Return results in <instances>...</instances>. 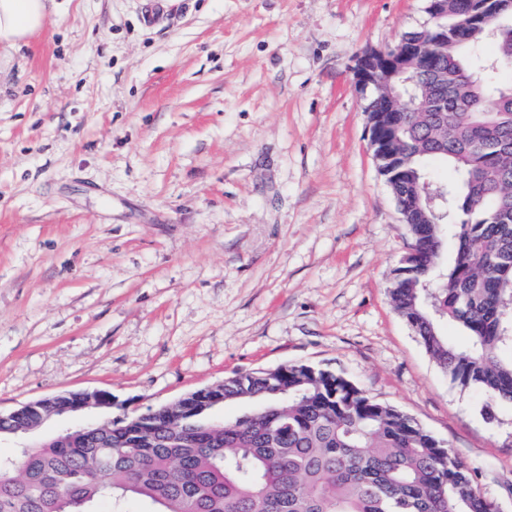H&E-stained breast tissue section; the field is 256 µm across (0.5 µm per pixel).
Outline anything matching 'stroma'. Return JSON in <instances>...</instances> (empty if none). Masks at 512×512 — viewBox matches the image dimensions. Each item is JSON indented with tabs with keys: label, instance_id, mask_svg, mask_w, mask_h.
I'll list each match as a JSON object with an SVG mask.
<instances>
[{
	"label": "stroma",
	"instance_id": "1",
	"mask_svg": "<svg viewBox=\"0 0 512 512\" xmlns=\"http://www.w3.org/2000/svg\"><path fill=\"white\" fill-rule=\"evenodd\" d=\"M426 0H55L0 49V413L106 391L142 412L306 363L404 410L512 512V406L394 309L413 239L356 58Z\"/></svg>",
	"mask_w": 512,
	"mask_h": 512
}]
</instances>
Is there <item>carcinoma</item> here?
I'll list each match as a JSON object with an SVG mask.
<instances>
[{
  "instance_id": "obj_1",
  "label": "carcinoma",
  "mask_w": 512,
  "mask_h": 512,
  "mask_svg": "<svg viewBox=\"0 0 512 512\" xmlns=\"http://www.w3.org/2000/svg\"><path fill=\"white\" fill-rule=\"evenodd\" d=\"M474 28L410 70L399 112H373V148L400 197L416 256L390 296L452 382L512 404V16ZM491 40L494 57L480 53ZM452 94L427 95L438 76ZM453 172L434 182L427 165ZM451 322L464 333L443 335ZM234 418L202 409L210 396L97 418L0 457V512H497L472 470L409 414L341 374L289 364L224 380ZM29 414L0 415V430Z\"/></svg>"
}]
</instances>
